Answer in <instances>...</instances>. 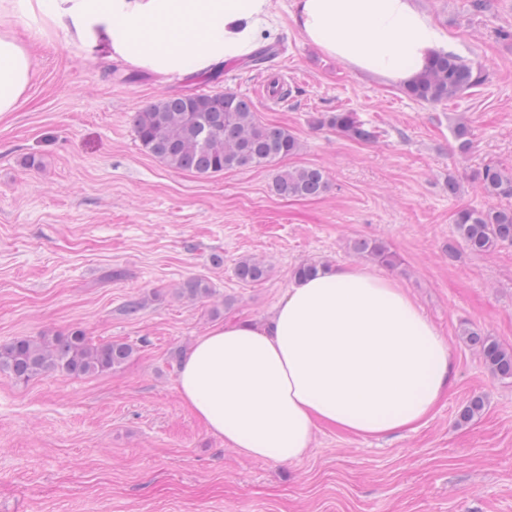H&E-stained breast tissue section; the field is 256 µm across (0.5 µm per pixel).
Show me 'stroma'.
Masks as SVG:
<instances>
[{"label": "stroma", "instance_id": "stroma-1", "mask_svg": "<svg viewBox=\"0 0 512 512\" xmlns=\"http://www.w3.org/2000/svg\"><path fill=\"white\" fill-rule=\"evenodd\" d=\"M423 4L486 73L437 104L361 78L287 25L265 70L241 61L164 81L61 37L36 47L19 109L0 116V344L80 330L135 353L83 377L0 372V512H512V379L492 375L461 334L478 328L512 348V246L472 253L452 224L459 209L508 205L474 175L490 162L512 169V40L498 36L512 31V0L480 14L470 0ZM225 89L293 132L299 151L277 167L199 175L141 146L132 112ZM338 111L376 138L312 127ZM460 120L473 141L465 155L452 134ZM303 166L324 171L325 194L271 193L279 169ZM359 239L385 244L396 265L353 253ZM245 257L269 277L240 283ZM306 261L364 266L406 288L446 336L455 384L417 431L364 439L323 426L302 460H250L184 407L170 355L224 320H266ZM192 278L211 295L179 296ZM131 299L143 303L133 317ZM475 396L482 411L460 421Z\"/></svg>", "mask_w": 512, "mask_h": 512}]
</instances>
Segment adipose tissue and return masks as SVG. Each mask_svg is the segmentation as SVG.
<instances>
[{"label":"adipose tissue","mask_w":512,"mask_h":512,"mask_svg":"<svg viewBox=\"0 0 512 512\" xmlns=\"http://www.w3.org/2000/svg\"><path fill=\"white\" fill-rule=\"evenodd\" d=\"M282 21L271 0H0V114L19 108L32 44L51 34L172 77L247 59ZM286 21L324 55L398 87L458 51L417 0H291ZM454 377L447 338L409 292L343 265L295 279L266 322L199 336L178 384L185 407L240 456L295 462L322 425L362 438L417 429Z\"/></svg>","instance_id":"ef3b65f1"}]
</instances>
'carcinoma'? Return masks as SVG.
<instances>
[{"label": "carcinoma", "instance_id": "cac0c4a2", "mask_svg": "<svg viewBox=\"0 0 512 512\" xmlns=\"http://www.w3.org/2000/svg\"><path fill=\"white\" fill-rule=\"evenodd\" d=\"M485 72L473 62L439 55L432 60L405 94L426 103L454 99L483 84ZM359 141L375 139L355 112H327L312 120ZM132 126L142 147L168 168L200 175L226 170L274 165L297 153L298 139L288 129L260 123L249 98L232 90L202 94L164 96L134 113ZM457 150L472 147L471 131L462 121L453 128ZM485 192L512 197V172L489 163L477 174ZM329 188L324 172L316 167L284 169L277 173L271 191L284 198L316 197ZM454 232L473 253L489 252L501 245L512 246V208L479 210L463 208L454 214ZM354 253L392 264V255L379 242L356 240ZM269 269L257 259L246 258L235 267L236 278L245 284L266 279ZM202 279L187 281L179 294L190 299L209 295ZM462 335L477 349L484 365L495 376L512 378V349L495 338L465 327ZM134 354L126 342L95 344L80 331L51 338H18L0 346V372L27 382L46 372L59 371L82 377L116 369Z\"/></svg>", "mask_w": 512, "mask_h": 512}]
</instances>
